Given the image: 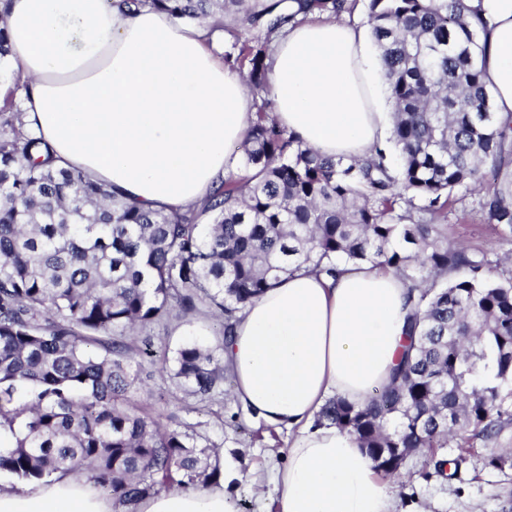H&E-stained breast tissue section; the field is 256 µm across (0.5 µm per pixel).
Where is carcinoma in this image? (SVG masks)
I'll use <instances>...</instances> for the list:
<instances>
[{
	"label": "carcinoma",
	"mask_w": 512,
	"mask_h": 512,
	"mask_svg": "<svg viewBox=\"0 0 512 512\" xmlns=\"http://www.w3.org/2000/svg\"><path fill=\"white\" fill-rule=\"evenodd\" d=\"M120 0L203 20L231 12L266 20L262 41L235 43L247 79L269 87L268 44L297 16L336 15L347 0ZM371 36L393 104L398 173L382 151L345 162L321 154L258 112L241 141L244 174L202 207L143 210L111 187L55 166L30 138L16 100L0 106V472L25 482L86 476L114 512L159 491L207 487L220 478L216 448L168 432L138 410L129 338L169 315L208 310L233 334L237 314L283 277L313 269L337 278L371 264L393 270L416 312L394 382L364 406L336 395L318 422L356 437L377 473L426 457L443 476L440 449L460 430L493 438L512 420V276L499 259L448 241L432 216L458 188L497 183L486 221L512 230V134L498 124L481 79L482 15L463 0H368ZM106 337L105 353L86 348ZM179 387L207 396L224 359L196 345L174 362Z\"/></svg>",
	"instance_id": "1"
}]
</instances>
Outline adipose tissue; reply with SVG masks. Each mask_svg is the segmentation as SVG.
I'll return each mask as SVG.
<instances>
[{"label":"adipose tissue","instance_id":"obj_1","mask_svg":"<svg viewBox=\"0 0 512 512\" xmlns=\"http://www.w3.org/2000/svg\"><path fill=\"white\" fill-rule=\"evenodd\" d=\"M484 16L483 81L499 121H512V0H465ZM11 57L27 89L25 129L59 166L109 184L142 208L184 210L238 173L231 146L254 119L243 74L208 45L207 23L110 0H11ZM272 115L322 154L370 156L389 137L363 29L334 20L288 27L267 59ZM411 305L392 271L352 268L332 281L281 279L247 305L224 344L234 393L268 423L294 432L278 474L280 512H396L388 487L347 432L316 425L326 398L366 404L392 381ZM224 481L154 494L136 512H238ZM0 512H113L84 478L18 489L0 481Z\"/></svg>","mask_w":512,"mask_h":512}]
</instances>
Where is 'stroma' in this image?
Instances as JSON below:
<instances>
[{"instance_id":"obj_1","label":"stroma","mask_w":512,"mask_h":512,"mask_svg":"<svg viewBox=\"0 0 512 512\" xmlns=\"http://www.w3.org/2000/svg\"><path fill=\"white\" fill-rule=\"evenodd\" d=\"M481 197L478 191L455 192L454 204L434 216V223L447 225L450 240L488 257L511 252L512 233L486 223ZM222 341L220 318L204 312L173 316L138 333L132 339L133 365L141 369L143 382L132 400L167 430L196 434L200 445L225 453L242 475L231 490L239 512H278L274 476L285 463L292 433L259 418H237L232 375H225L222 393L201 399L184 393L163 367L187 344L218 353ZM472 444L474 454L451 479L427 476L424 458L409 456L401 477L388 483L397 512H512V424L496 438H476ZM491 454L506 455V463L485 466L483 459Z\"/></svg>"}]
</instances>
